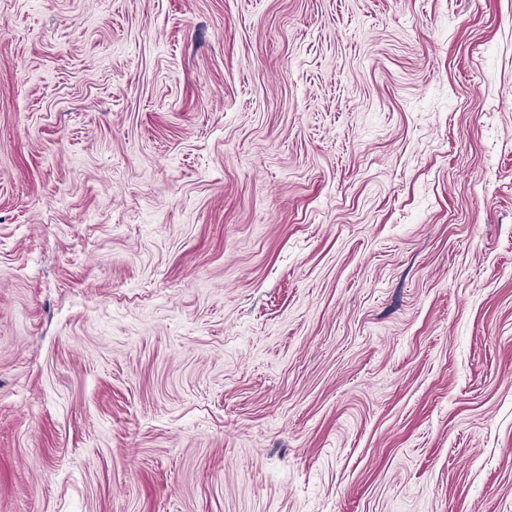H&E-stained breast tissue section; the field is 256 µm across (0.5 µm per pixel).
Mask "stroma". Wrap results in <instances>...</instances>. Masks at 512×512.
Wrapping results in <instances>:
<instances>
[{
  "instance_id": "1",
  "label": "stroma",
  "mask_w": 512,
  "mask_h": 512,
  "mask_svg": "<svg viewBox=\"0 0 512 512\" xmlns=\"http://www.w3.org/2000/svg\"><path fill=\"white\" fill-rule=\"evenodd\" d=\"M0 512H512V0H0Z\"/></svg>"
}]
</instances>
